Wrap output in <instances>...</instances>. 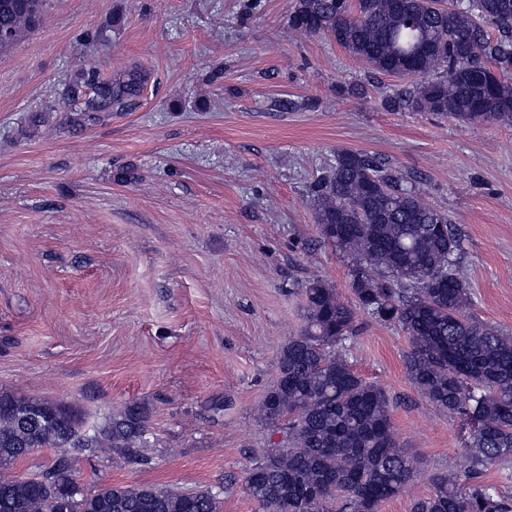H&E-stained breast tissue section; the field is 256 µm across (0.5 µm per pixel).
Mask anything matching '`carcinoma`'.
Returning <instances> with one entry per match:
<instances>
[{
	"instance_id": "1",
	"label": "carcinoma",
	"mask_w": 512,
	"mask_h": 512,
	"mask_svg": "<svg viewBox=\"0 0 512 512\" xmlns=\"http://www.w3.org/2000/svg\"><path fill=\"white\" fill-rule=\"evenodd\" d=\"M46 0H0V50L41 27ZM122 16L86 33L104 45ZM290 26L328 38L368 72L407 79L385 100L391 112H431L466 125H512V0H294ZM492 25L490 37L484 26ZM148 74L119 77L94 64L69 74L61 98L74 130L108 112L137 108ZM321 241L350 263L355 306L313 277L300 288L304 326L277 358L258 417L286 430L246 472L243 490L260 512H380L413 479L417 459L400 445L390 399L347 358L355 309L408 337L407 376L442 414L470 426L460 469L432 474L411 512H512L480 478L512 462V336L473 318L459 274L460 243L448 215L376 157L352 150L312 187ZM146 415L138 404L87 424L75 407L0 391V512H220V492L160 485L75 482L71 451L116 453L143 466ZM55 463L38 478L17 473L34 450Z\"/></svg>"
}]
</instances>
